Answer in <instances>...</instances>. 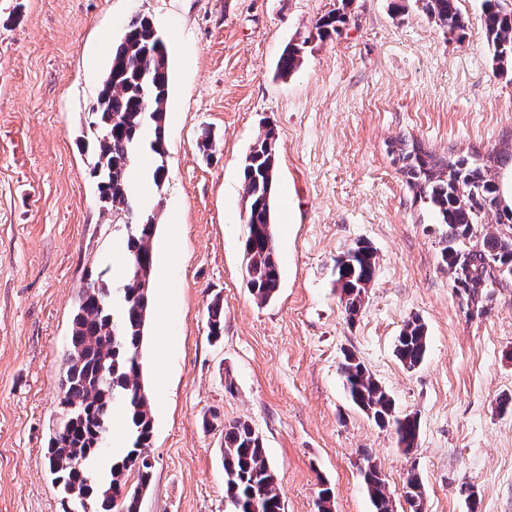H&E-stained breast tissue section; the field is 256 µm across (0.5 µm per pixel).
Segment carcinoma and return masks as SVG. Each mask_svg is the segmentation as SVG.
<instances>
[{
  "label": "carcinoma",
  "mask_w": 512,
  "mask_h": 512,
  "mask_svg": "<svg viewBox=\"0 0 512 512\" xmlns=\"http://www.w3.org/2000/svg\"><path fill=\"white\" fill-rule=\"evenodd\" d=\"M436 24L450 34L463 33L465 20L458 0H418ZM346 23L344 14L330 13L316 24L328 38ZM483 25L497 71L512 73V9L500 0H485ZM304 44H292L278 60L283 75L302 64ZM169 87L168 54L162 34L146 15L133 17L112 52V61L96 96L90 122L96 131L92 148L96 180L104 208L134 214L128 168L142 146L155 158L152 178L165 179L166 111ZM275 131L258 134L243 161L247 236L244 273L247 288L260 303L271 301L280 288L274 224L276 181ZM388 152L414 199L432 213L441 235V260L462 284V291L480 298L502 281L501 269L512 267V207L504 204L497 169L512 168V153L482 156L472 150L442 159L420 142L401 137ZM503 226L496 233L475 235L488 217ZM126 265L118 282L103 274H87L71 323L59 379L60 424L48 442L45 457L62 498V512H140V500L152 481L147 448L153 436L151 396L143 376V347L151 315L155 217L123 225ZM378 269L376 251L357 243L336 259V287L348 320L358 316L367 288ZM209 334L224 335L220 300L209 310ZM427 329L417 317L401 329L395 353L413 370L424 361ZM339 373L351 401L380 426L393 428L405 454L418 447L420 421L414 413L396 410L390 393L354 354L344 356ZM121 415L125 447H112V422ZM361 470L374 512H393L386 483L371 455ZM134 483H129V478ZM410 512H424L423 485L407 478L404 491ZM224 498L231 512H284L275 468L263 437L247 420L224 424Z\"/></svg>",
  "instance_id": "carcinoma-1"
}]
</instances>
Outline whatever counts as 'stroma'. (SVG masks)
I'll list each match as a JSON object with an SVG mask.
<instances>
[{"mask_svg": "<svg viewBox=\"0 0 512 512\" xmlns=\"http://www.w3.org/2000/svg\"><path fill=\"white\" fill-rule=\"evenodd\" d=\"M482 4L459 0L458 38L415 0H0V512H60L45 448L77 292L87 272L118 281L125 269V218L98 200L88 123L138 14L164 35L170 77L166 178L134 195L158 224L144 353L154 477L141 512H229L224 424L239 418L264 439L285 512H317L323 486L332 512H373L366 452L394 512H409L412 473L426 512H512V412L499 405L512 396V283L468 313L431 214L388 155L402 135L444 158L512 147V76L495 69ZM336 11L347 24L319 38L317 21ZM291 43L304 44L302 64L282 76ZM267 124L281 287L260 304L244 275L242 162ZM358 242L379 270L351 321L334 265ZM413 317L428 350L409 370L395 344ZM348 353L417 414L411 454L350 402Z\"/></svg>", "mask_w": 512, "mask_h": 512, "instance_id": "obj_1", "label": "stroma"}]
</instances>
